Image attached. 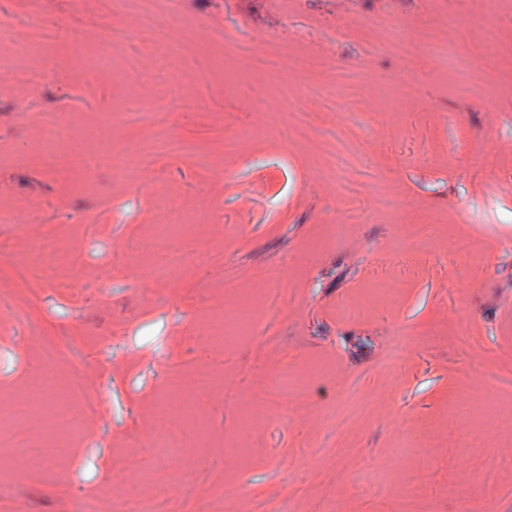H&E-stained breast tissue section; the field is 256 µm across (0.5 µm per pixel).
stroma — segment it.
Instances as JSON below:
<instances>
[{"instance_id":"obj_1","label":"stroma","mask_w":512,"mask_h":512,"mask_svg":"<svg viewBox=\"0 0 512 512\" xmlns=\"http://www.w3.org/2000/svg\"><path fill=\"white\" fill-rule=\"evenodd\" d=\"M141 498L512 512V0H0V512ZM250 316L248 311L243 307H236L232 311L224 308L216 316V328L217 334L231 337L232 341L238 334L247 331L250 328ZM227 341V342H228Z\"/></svg>"}]
</instances>
